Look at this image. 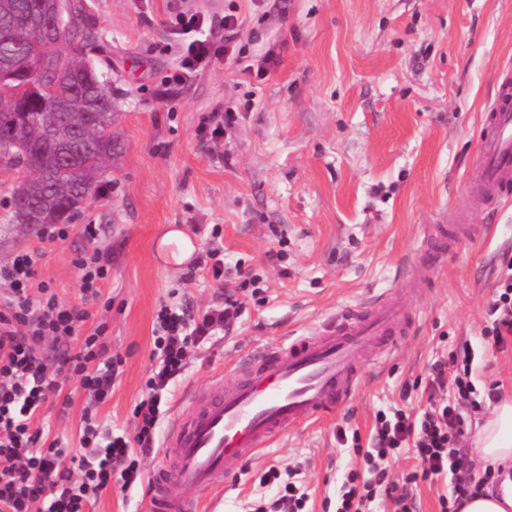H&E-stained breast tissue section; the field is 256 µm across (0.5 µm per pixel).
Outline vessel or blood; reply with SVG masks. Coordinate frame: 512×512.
Returning a JSON list of instances; mask_svg holds the SVG:
<instances>
[{
  "instance_id": "b4317fda",
  "label": "vessel or blood",
  "mask_w": 512,
  "mask_h": 512,
  "mask_svg": "<svg viewBox=\"0 0 512 512\" xmlns=\"http://www.w3.org/2000/svg\"><path fill=\"white\" fill-rule=\"evenodd\" d=\"M485 198L512 193V74L502 73L477 167L467 185ZM398 307L374 300L331 315L310 336L254 353L237 384L195 389L191 412L166 435L173 463L154 476L153 512H197L230 462L252 457L285 428L332 411L361 368L390 352Z\"/></svg>"
}]
</instances>
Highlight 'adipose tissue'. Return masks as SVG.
I'll use <instances>...</instances> for the list:
<instances>
[{"label": "adipose tissue", "instance_id": "adipose-tissue-1", "mask_svg": "<svg viewBox=\"0 0 512 512\" xmlns=\"http://www.w3.org/2000/svg\"><path fill=\"white\" fill-rule=\"evenodd\" d=\"M474 444L476 455L505 475L498 486L466 498L460 512H512V478L506 475L512 469V398L499 400L478 424Z\"/></svg>", "mask_w": 512, "mask_h": 512}]
</instances>
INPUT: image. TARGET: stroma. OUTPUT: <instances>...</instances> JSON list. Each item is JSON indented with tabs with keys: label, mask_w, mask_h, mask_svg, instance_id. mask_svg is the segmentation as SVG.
<instances>
[{
	"label": "stroma",
	"mask_w": 512,
	"mask_h": 512,
	"mask_svg": "<svg viewBox=\"0 0 512 512\" xmlns=\"http://www.w3.org/2000/svg\"><path fill=\"white\" fill-rule=\"evenodd\" d=\"M106 33L96 55L112 68V138L117 150L81 223L101 227L111 256L83 327L105 324L121 361L112 393L95 403L78 380L62 385L67 408L32 420L47 443L77 447L84 410L95 406L102 438L133 437V409L157 365L160 307L202 313L235 290L240 318L192 345L186 366L163 393L157 426L165 437L190 411V391L236 378L248 352L307 336L342 309L384 298L405 308L397 347L363 370L348 402L285 429L251 459L233 463L198 512H247L276 486L268 469L293 474L309 512H328L345 470L360 458L337 448L345 426L368 437L379 411L426 406L418 383L429 365L462 341L477 353V387L512 397V344L483 337L486 307L512 260V197L480 202L465 185L474 174L496 77L512 68V0H88ZM212 21L224 42V15L243 21L233 45L264 67L245 77L229 58L166 83L186 36L180 11ZM231 115L212 135L215 109ZM15 169L0 163V264L21 253L61 302L82 303L72 256L88 249L79 231L42 241L12 221ZM177 225L196 250L174 267L157 257L164 228ZM447 244L440 267L412 271L427 226ZM224 262V279L213 266ZM141 479L112 485L89 512H149L152 478L169 465L156 446L140 455Z\"/></svg>",
	"instance_id": "stroma-1"
}]
</instances>
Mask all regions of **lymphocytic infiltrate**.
I'll return each mask as SVG.
<instances>
[{
  "label": "lymphocytic infiltrate",
  "instance_id": "obj_1",
  "mask_svg": "<svg viewBox=\"0 0 512 512\" xmlns=\"http://www.w3.org/2000/svg\"><path fill=\"white\" fill-rule=\"evenodd\" d=\"M78 230L90 247L76 253L71 263L80 274L85 300L93 301L108 275L110 257L98 245L99 225L82 224ZM35 264L33 255L22 253L0 265V286L8 292L0 305V512H39L37 505L43 500L49 503L48 512H87L90 499L111 486L113 478H120L125 490L136 482L138 455L156 444L162 392L184 369L190 339L207 337L231 323L239 315L240 303L236 295H225L222 308L205 312L191 328L182 315L160 310V333L155 339L160 363L149 381L148 395L134 408V440L117 436L99 446L97 426L89 419L80 451L67 458L62 449L43 447L41 433L31 428L32 416L59 395L62 381L70 378L79 379L96 402H104L112 392L114 363L105 357V325L83 334L87 311L62 305L51 284L38 280ZM487 316L485 337L495 347H506L512 337V278L502 284ZM77 335L82 338L80 346L65 349L55 370H48L36 353L40 343L49 337L65 340ZM475 357L466 343L434 362L429 369L431 384L447 388V398L430 399L424 410L414 414L402 409L379 413L369 440L337 428L338 447H351L363 468L345 473L335 512H375L374 503L380 498L390 500L392 512H417L416 499L407 487L420 477L448 479L450 490L440 495L439 512H457L461 499L480 488V481L464 472L456 442L466 430L465 412L482 409L484 401H497L499 394L492 387L478 392L471 379ZM406 448L413 450L421 472L391 479L387 465Z\"/></svg>",
  "mask_w": 512,
  "mask_h": 512
}]
</instances>
